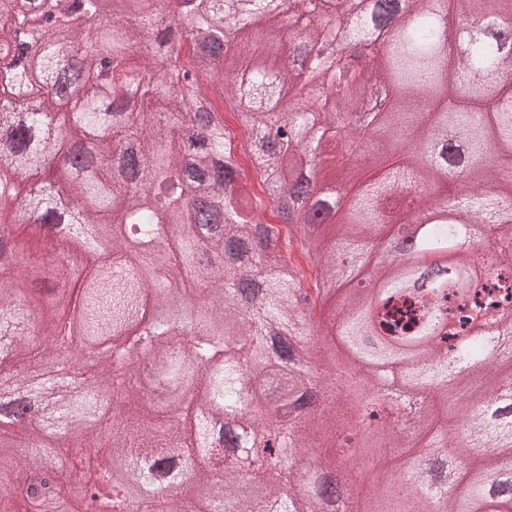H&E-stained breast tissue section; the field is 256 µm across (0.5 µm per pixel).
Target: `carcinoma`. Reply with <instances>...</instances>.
<instances>
[{
	"label": "carcinoma",
	"mask_w": 512,
	"mask_h": 512,
	"mask_svg": "<svg viewBox=\"0 0 512 512\" xmlns=\"http://www.w3.org/2000/svg\"><path fill=\"white\" fill-rule=\"evenodd\" d=\"M136 0L134 18L102 12L101 0H0V357L12 355L9 387L25 390L45 424L0 418V512H81L35 467L91 468L96 512H333L320 498L334 469L353 467L336 439L375 435L393 457L367 450L373 488L361 512H512V348L480 331L512 306L479 301L482 277L454 254L460 226L481 222L512 263V32L499 15L512 0H452L450 16L474 19L460 39L423 0ZM73 29L70 50L53 29ZM30 26L47 29L40 56L19 53ZM135 56L141 58L131 64ZM376 78L395 95L374 132L343 118ZM331 93L315 97L316 87ZM228 95L238 125L262 143L267 193L248 189L232 134L209 98ZM422 162L411 147L432 130ZM362 152L351 166L349 155ZM319 153V177L351 187L346 207L325 193L309 206L325 234L313 237L279 190L303 191L296 173ZM458 171L470 188L456 214L424 227L417 251L445 272L425 289L424 269L394 267L385 249L405 188L442 196L435 173ZM303 238L317 294L289 265L266 206ZM427 297L422 324L386 336L381 310L395 293ZM338 296L331 329L332 386L346 398L394 386L434 399L409 430L369 398L357 418L309 414V364L319 354L311 320ZM66 323L83 346L112 337L77 396L52 372L26 364ZM148 356L169 396L127 383L133 357ZM432 448H462L456 478L440 486L425 462ZM194 454L197 499L171 493L168 464ZM415 487L393 476L407 460ZM148 460L150 497L112 485L114 466ZM28 467L25 481L17 469ZM224 471L223 481L214 472Z\"/></svg>",
	"instance_id": "cac0c4a2"
}]
</instances>
